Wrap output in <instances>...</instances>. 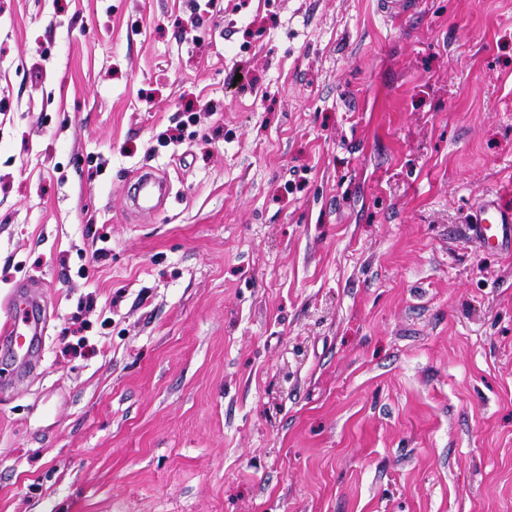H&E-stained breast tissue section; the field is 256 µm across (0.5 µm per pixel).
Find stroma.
Returning <instances> with one entry per match:
<instances>
[{"label": "stroma", "mask_w": 512, "mask_h": 512, "mask_svg": "<svg viewBox=\"0 0 512 512\" xmlns=\"http://www.w3.org/2000/svg\"><path fill=\"white\" fill-rule=\"evenodd\" d=\"M378 2L0 0V512H512V0ZM135 194L141 201L140 209L150 211L162 204L165 183L152 173L137 172L134 176ZM479 212V224L472 227L476 241L488 250H512V212L488 199L479 202ZM6 319L0 324V340L10 346L23 360L30 355V333L32 326L24 313L14 304H10Z\"/></svg>", "instance_id": "35a3bbf8"}]
</instances>
